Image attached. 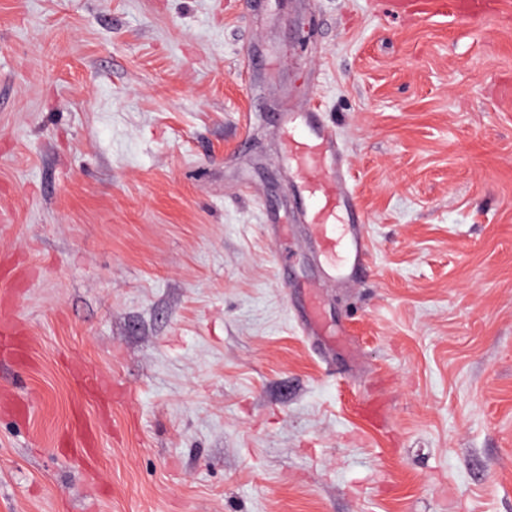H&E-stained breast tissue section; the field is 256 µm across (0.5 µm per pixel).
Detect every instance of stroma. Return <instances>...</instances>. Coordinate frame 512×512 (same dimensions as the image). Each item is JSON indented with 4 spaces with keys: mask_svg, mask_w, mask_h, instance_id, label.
Returning <instances> with one entry per match:
<instances>
[{
    "mask_svg": "<svg viewBox=\"0 0 512 512\" xmlns=\"http://www.w3.org/2000/svg\"><path fill=\"white\" fill-rule=\"evenodd\" d=\"M313 106L373 245L315 342ZM4 288L0 512H512V0H0Z\"/></svg>",
    "mask_w": 512,
    "mask_h": 512,
    "instance_id": "obj_1",
    "label": "stroma"
}]
</instances>
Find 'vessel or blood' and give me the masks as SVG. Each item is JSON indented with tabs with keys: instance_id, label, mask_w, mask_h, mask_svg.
<instances>
[{
	"instance_id": "1",
	"label": "vessel or blood",
	"mask_w": 512,
	"mask_h": 512,
	"mask_svg": "<svg viewBox=\"0 0 512 512\" xmlns=\"http://www.w3.org/2000/svg\"><path fill=\"white\" fill-rule=\"evenodd\" d=\"M281 160L293 175L306 246L320 270L321 285L350 282L368 270L372 241L349 185L346 154L336 128L320 110L279 115ZM323 298L311 290L299 326L304 335L322 336Z\"/></svg>"
}]
</instances>
